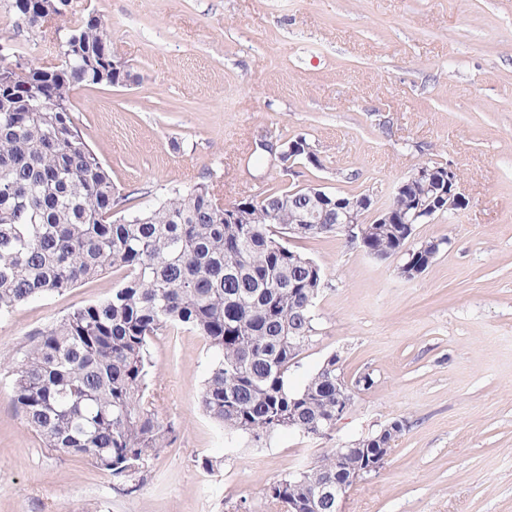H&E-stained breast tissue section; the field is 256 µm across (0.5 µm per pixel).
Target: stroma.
Returning a JSON list of instances; mask_svg holds the SVG:
<instances>
[{
    "label": "stroma",
    "instance_id": "obj_1",
    "mask_svg": "<svg viewBox=\"0 0 512 512\" xmlns=\"http://www.w3.org/2000/svg\"><path fill=\"white\" fill-rule=\"evenodd\" d=\"M22 61L60 62L59 42L12 25ZM102 15L125 87L76 88L74 120L112 172L119 218L176 189L216 185L225 203L320 184L386 206L418 165L456 169L469 204L416 225L449 242L400 277L338 237L293 239L324 289L315 335L288 377L330 355L355 391L332 436L285 429L261 444L200 406L212 352L187 329L154 336L150 389L177 440L115 477L45 448L15 412L10 362L36 333L119 287L107 271L0 317V512H232L265 483L401 420L382 468L341 512H512V0H71ZM303 136L322 166L283 172L265 141ZM216 466L200 467L202 458Z\"/></svg>",
    "mask_w": 512,
    "mask_h": 512
}]
</instances>
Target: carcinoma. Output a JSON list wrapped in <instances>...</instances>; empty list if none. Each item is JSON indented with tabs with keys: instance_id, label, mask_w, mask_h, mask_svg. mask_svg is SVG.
Returning a JSON list of instances; mask_svg holds the SVG:
<instances>
[{
	"instance_id": "1",
	"label": "carcinoma",
	"mask_w": 512,
	"mask_h": 512,
	"mask_svg": "<svg viewBox=\"0 0 512 512\" xmlns=\"http://www.w3.org/2000/svg\"><path fill=\"white\" fill-rule=\"evenodd\" d=\"M13 27L58 33L61 65L17 76L0 56V314L63 293L109 269L123 281L103 300L77 308L38 332L15 362L11 401L45 447L84 456L116 477H131L171 445L150 400L149 342L161 331L193 330L214 357L204 380L203 412L221 429L256 441L280 429L316 430L336 421V356L296 392L288 371L315 333L323 272L291 249L289 229L311 200L303 189L272 188L247 203V223L217 217L214 185L198 183L152 209L119 219L112 175L83 142L71 93L80 86L132 81L112 69V45L94 12L72 17L57 0H12ZM364 248L384 262L425 273L448 245L443 235L409 246L413 224H372ZM362 436L345 457L378 448ZM316 472L346 480L336 452ZM295 473L261 490L288 512L301 495Z\"/></svg>"
}]
</instances>
